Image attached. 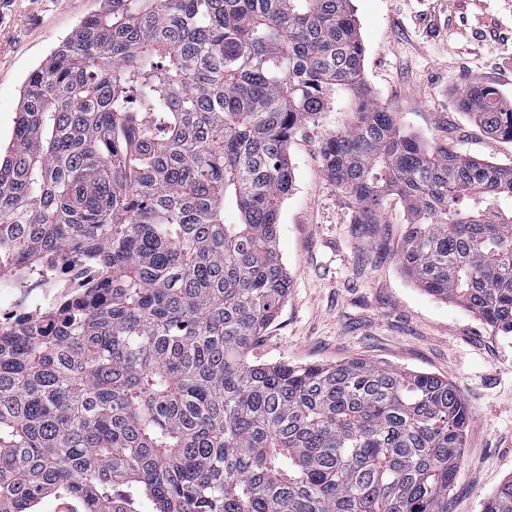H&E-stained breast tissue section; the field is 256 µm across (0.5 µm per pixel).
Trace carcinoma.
<instances>
[{
  "mask_svg": "<svg viewBox=\"0 0 512 512\" xmlns=\"http://www.w3.org/2000/svg\"><path fill=\"white\" fill-rule=\"evenodd\" d=\"M350 0H98L28 76L0 158V284H62L0 325V512H448L470 411L366 359L259 364L291 280L288 141L348 92L321 155L354 204L408 216L429 295L512 334V167L407 133L372 99ZM458 105L512 142V100ZM238 220L227 223V211ZM483 512H512V477Z\"/></svg>",
  "mask_w": 512,
  "mask_h": 512,
  "instance_id": "carcinoma-1",
  "label": "carcinoma"
}]
</instances>
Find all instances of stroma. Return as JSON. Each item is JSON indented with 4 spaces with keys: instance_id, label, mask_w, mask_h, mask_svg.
Listing matches in <instances>:
<instances>
[{
    "instance_id": "1",
    "label": "stroma",
    "mask_w": 512,
    "mask_h": 512,
    "mask_svg": "<svg viewBox=\"0 0 512 512\" xmlns=\"http://www.w3.org/2000/svg\"><path fill=\"white\" fill-rule=\"evenodd\" d=\"M97 8V0H0V144L11 141L29 73ZM352 8L374 100L421 140L512 167V142L490 137L457 105L468 84L512 99V0H352ZM352 118L349 96L336 92L288 145L294 186L278 249L293 285L250 358L305 365L364 357L447 377L471 410L448 512H482L512 477V335L428 295L400 270L398 197L383 204L378 238L356 231L352 205L320 152Z\"/></svg>"
}]
</instances>
